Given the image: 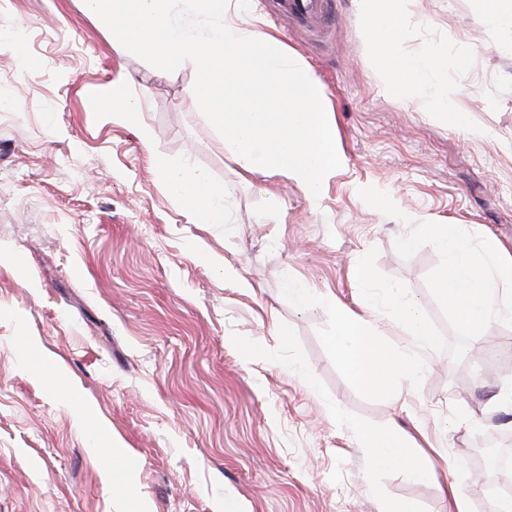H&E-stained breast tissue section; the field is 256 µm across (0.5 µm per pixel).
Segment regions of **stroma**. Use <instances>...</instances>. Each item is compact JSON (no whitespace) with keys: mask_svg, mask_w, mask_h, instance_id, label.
<instances>
[{"mask_svg":"<svg viewBox=\"0 0 512 512\" xmlns=\"http://www.w3.org/2000/svg\"><path fill=\"white\" fill-rule=\"evenodd\" d=\"M482 7L408 0L405 52L441 65L403 100L380 79L356 0L316 22L250 0L325 91L341 166L313 201L278 173L241 177L205 116L182 106L192 67L134 56L84 0H0V512H456L459 493L483 512L459 463L481 439L512 440V410L490 403L503 373L415 348L353 274L377 249L378 269L450 339L425 284L436 250H396L406 218L464 225L512 257V25L482 26ZM120 78L151 147L108 118V101L87 100ZM435 83L458 89L451 111H432ZM157 154L222 185L228 223H194ZM368 186L402 218L369 206ZM297 287L333 307L298 305ZM340 309L371 314L417 376L360 391L330 345ZM87 409L138 468L107 471L78 423ZM361 425L416 447L427 476L375 467Z\"/></svg>","mask_w":512,"mask_h":512,"instance_id":"stroma-1","label":"stroma"}]
</instances>
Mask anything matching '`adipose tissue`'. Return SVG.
Returning <instances> with one entry per match:
<instances>
[{"label":"adipose tissue","instance_id":"ef3b65f1","mask_svg":"<svg viewBox=\"0 0 512 512\" xmlns=\"http://www.w3.org/2000/svg\"><path fill=\"white\" fill-rule=\"evenodd\" d=\"M357 4L367 22L368 47L387 83L399 98L411 97L429 74L438 69L440 61L426 49L414 54L403 52L404 32L399 17L405 0H357ZM101 95L112 103V120L137 129L142 143L150 144V132L139 102L130 94L127 82H112L102 89ZM155 165L169 194L193 215L196 223L225 222L223 186L163 156L156 157ZM330 345L353 381L367 394L386 393L392 384L417 374L411 359L393 356L378 341L368 317L337 313ZM360 437L364 447L374 449L375 465L401 467L413 476H423L416 449L390 431L364 426Z\"/></svg>","mask_w":512,"mask_h":512}]
</instances>
